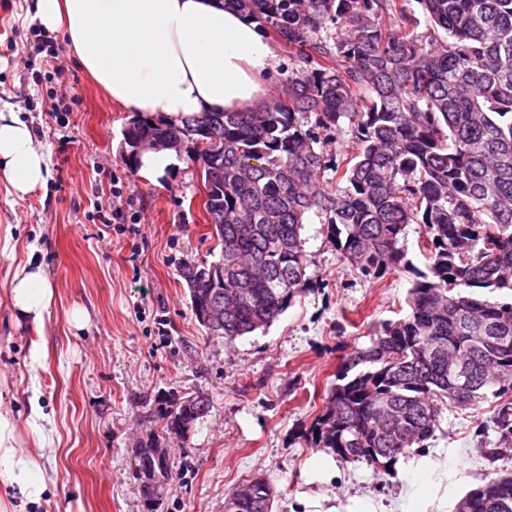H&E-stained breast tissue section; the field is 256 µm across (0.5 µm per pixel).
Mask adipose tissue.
Returning <instances> with one entry per match:
<instances>
[{
	"instance_id": "adipose-tissue-1",
	"label": "adipose tissue",
	"mask_w": 512,
	"mask_h": 512,
	"mask_svg": "<svg viewBox=\"0 0 512 512\" xmlns=\"http://www.w3.org/2000/svg\"><path fill=\"white\" fill-rule=\"evenodd\" d=\"M35 16L61 30L70 53L113 102L180 125L205 112H250L266 103L279 66L256 22L226 0H35ZM45 158L29 128L0 111V175L20 195L45 182ZM17 315L42 326L53 291L41 269L22 265L11 279ZM0 484L21 501L47 489L36 461L23 459L14 420L0 411Z\"/></svg>"
}]
</instances>
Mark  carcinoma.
<instances>
[{
	"label": "carcinoma",
	"instance_id": "obj_1",
	"mask_svg": "<svg viewBox=\"0 0 512 512\" xmlns=\"http://www.w3.org/2000/svg\"><path fill=\"white\" fill-rule=\"evenodd\" d=\"M298 58L283 96L255 112H204L180 126L137 120L124 139L184 140L200 162L215 261L188 260L191 305L236 298L220 338L270 325L307 291V214L352 271L415 276L405 315L343 358L315 418L318 446L388 471L424 448L443 410L490 403L482 483L454 512H503L512 471V0H232ZM220 137L216 149L198 139ZM345 140L339 162L326 143ZM424 228L425 269L406 228ZM463 362L467 379L448 371ZM171 441L194 404L157 400ZM494 439H488V436Z\"/></svg>",
	"mask_w": 512,
	"mask_h": 512
}]
</instances>
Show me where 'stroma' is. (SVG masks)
Segmentation results:
<instances>
[{
	"label": "stroma",
	"mask_w": 512,
	"mask_h": 512,
	"mask_svg": "<svg viewBox=\"0 0 512 512\" xmlns=\"http://www.w3.org/2000/svg\"><path fill=\"white\" fill-rule=\"evenodd\" d=\"M54 42L59 72L40 58L24 68L0 56V111L28 125L48 165L45 184L24 196L0 178V410L47 478L40 503L25 506L0 484V505L143 512L131 443L165 439L157 398L195 390L211 411L171 446L164 512H224L225 496L259 473L275 485L277 512L308 498L324 512H355L366 498L387 512H453L481 478L475 430L485 409L444 411L427 447L388 475L311 439L342 356L404 314L411 274L358 276L311 214L302 229L309 291L266 329L228 345L208 338L178 274L214 245L200 166L185 154L176 173L143 181L124 143L132 113L76 65L63 36ZM101 207L122 210L124 222L100 224ZM29 262L54 293L38 329L17 322L10 295L15 268ZM76 309L85 313L79 329Z\"/></svg>",
	"instance_id": "obj_1"
}]
</instances>
